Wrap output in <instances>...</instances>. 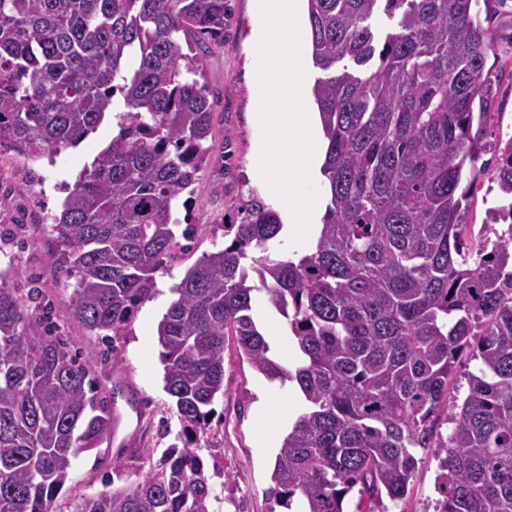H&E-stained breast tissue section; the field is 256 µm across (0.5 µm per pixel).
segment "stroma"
<instances>
[{
  "instance_id": "stroma-1",
  "label": "stroma",
  "mask_w": 512,
  "mask_h": 512,
  "mask_svg": "<svg viewBox=\"0 0 512 512\" xmlns=\"http://www.w3.org/2000/svg\"><path fill=\"white\" fill-rule=\"evenodd\" d=\"M229 11L223 41L211 44L203 61V83L213 103L212 147L206 166L194 185L189 208L179 209L180 224L192 225L191 247L168 270L157 273L156 293L132 319L113 344L118 366L103 365L101 372L120 387L112 405L116 436L99 448L81 454L73 463L57 505L67 512L75 496L91 495L104 488L112 466L129 449L151 447L162 453L176 444L181 426L163 388L156 328L173 298L172 289L185 271L214 245L223 243L217 227L230 223L260 190L248 178L252 163L254 131L251 61L245 39L256 22L252 0H228ZM112 138L111 122L78 147L62 152L55 162L33 159L9 150L0 151V194L11 197L13 207L0 212V225L11 226L24 245L0 253V270L13 273L16 284L28 277L40 278L52 296L63 336L74 349L95 354L98 339L69 318L75 279L57 280L53 254L60 246L51 231L52 217L63 198L56 183H74L90 165L96 152ZM271 383L235 351L224 355V397L214 404L215 413L206 432H191L187 440L204 461L218 497L216 512H270L266 490L283 437L301 412V396L287 395L259 416L256 404ZM438 459L422 455L406 500L390 512H433L438 496Z\"/></svg>"
}]
</instances>
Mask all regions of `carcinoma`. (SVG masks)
<instances>
[{
  "mask_svg": "<svg viewBox=\"0 0 512 512\" xmlns=\"http://www.w3.org/2000/svg\"><path fill=\"white\" fill-rule=\"evenodd\" d=\"M507 2L308 0L330 192L316 246L279 256L284 224L254 199L172 288L157 340L182 431L209 427L229 346L304 397L267 490L281 507L344 512L354 492L389 512L433 450L434 512H512V133L488 137L499 79L486 67ZM227 14V0H0V149L58 155L115 114L52 216L73 317L106 342L187 249L172 206L212 137L198 76ZM488 152L493 241L467 235ZM260 294L297 350L290 369L254 317ZM464 356L481 369L459 400L448 387ZM117 360L113 346L73 353L40 280L0 273V512H58L72 462L112 435L96 363ZM129 458L149 464L142 480L70 512H216L194 449Z\"/></svg>",
  "mask_w": 512,
  "mask_h": 512,
  "instance_id": "1",
  "label": "carcinoma"
}]
</instances>
